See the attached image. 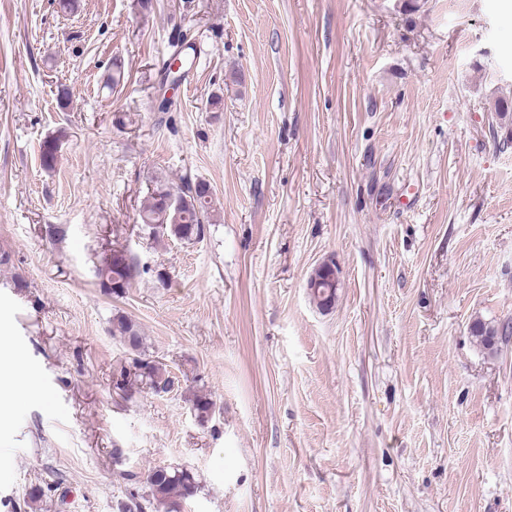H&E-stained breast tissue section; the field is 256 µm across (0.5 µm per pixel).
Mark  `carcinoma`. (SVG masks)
I'll return each mask as SVG.
<instances>
[{
	"instance_id": "carcinoma-1",
	"label": "carcinoma",
	"mask_w": 512,
	"mask_h": 512,
	"mask_svg": "<svg viewBox=\"0 0 512 512\" xmlns=\"http://www.w3.org/2000/svg\"><path fill=\"white\" fill-rule=\"evenodd\" d=\"M59 137L46 139L40 150L43 169H55L59 158ZM205 182L186 183L176 189L162 177L152 180L151 189L139 212L141 229L155 242L177 240L191 242L201 239L205 232V221L210 215L212 195L203 196L199 187ZM98 270L105 274L99 281L100 288L117 297L125 293L126 288L144 273L136 257L128 254L126 258H117L107 251ZM471 333L477 344L492 353L501 341L512 336V319L501 322L485 323L476 321ZM112 336L125 348L127 358L121 365V371L132 367L137 376L146 380L151 388L168 391L175 385V379L165 364L147 355L144 337L139 326L129 317L118 315L112 320ZM192 410L202 424L207 423L215 412L216 403L211 395L198 391L191 399ZM154 476L151 483L145 484V491L129 492L121 512H183V507L193 499L199 485L194 474L179 467L155 466L148 470Z\"/></svg>"
}]
</instances>
